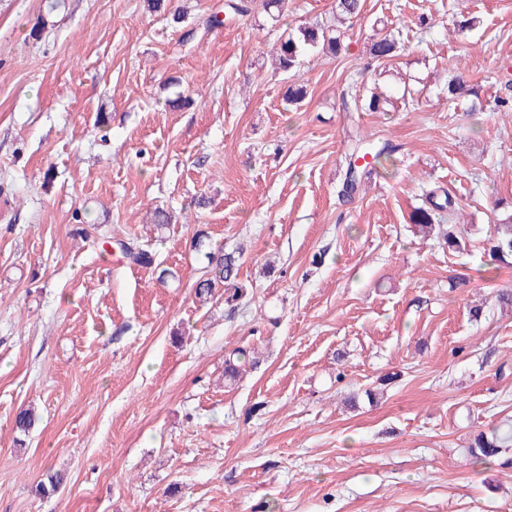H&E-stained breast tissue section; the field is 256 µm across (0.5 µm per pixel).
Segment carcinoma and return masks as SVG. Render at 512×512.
<instances>
[{"instance_id": "carcinoma-1", "label": "carcinoma", "mask_w": 512, "mask_h": 512, "mask_svg": "<svg viewBox=\"0 0 512 512\" xmlns=\"http://www.w3.org/2000/svg\"><path fill=\"white\" fill-rule=\"evenodd\" d=\"M364 10V0H336L333 14L336 17V28L326 25H300L291 29L282 38L278 52V68L284 72L292 73L299 64L301 55L312 49H319L332 56L341 50V27L352 24L361 19ZM400 31L387 26L373 30L368 41L369 58L378 63H388L398 55L401 45ZM448 102L452 103L460 97L471 98L470 110L481 111L484 108L479 91L468 84L463 73L459 72L448 79ZM394 148L388 144L378 150H373L363 137L356 138L345 174L344 185L348 193H354L363 175L369 173L367 168L355 165L360 158L371 156L380 163L389 157ZM455 201L448 194L437 197L429 193L428 207L418 208L412 215L415 229L420 236L426 238L436 229L440 223L439 215L454 208ZM193 249L203 254L207 260L212 275L200 280L195 287V297L200 302H207L215 295L216 289L224 288L225 301L232 302L242 297L245 286L238 281L239 263L238 257L232 253H224L215 250L208 242V235L199 230L192 238ZM487 251L491 260L503 264L512 260V214L502 219L495 225L493 235L487 239ZM121 252L128 263L150 268L154 264L151 251L134 243H121ZM255 360L251 351L238 347L228 352L224 358V380L236 381L246 366H252ZM39 421L34 407L28 406L20 409L14 420L16 431L26 435ZM502 440L496 435H487L481 432L475 436L470 447L471 455L480 463H487L500 453Z\"/></svg>"}]
</instances>
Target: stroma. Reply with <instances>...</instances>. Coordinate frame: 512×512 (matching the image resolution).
Here are the masks:
<instances>
[{"label": "stroma", "instance_id": "35a3bbf8", "mask_svg": "<svg viewBox=\"0 0 512 512\" xmlns=\"http://www.w3.org/2000/svg\"><path fill=\"white\" fill-rule=\"evenodd\" d=\"M223 5L0 0V512H512V265L486 252L512 214V0H365L293 75L278 40L334 0L207 26ZM380 21L402 32L387 66ZM458 70L486 110L447 102ZM372 89L394 108L356 110ZM362 132L394 151L349 198ZM434 189L458 249L415 234ZM199 230L240 254L243 299H196ZM236 347L259 362L230 385ZM481 431L506 439L487 464ZM372 31L367 44L369 58L371 61L388 64L400 51L402 33L385 25L380 28L376 26L375 29V23ZM120 244L123 257L127 260L128 263L143 268H151L154 264L153 255L148 249L134 242L123 241Z\"/></svg>", "mask_w": 512, "mask_h": 512}]
</instances>
